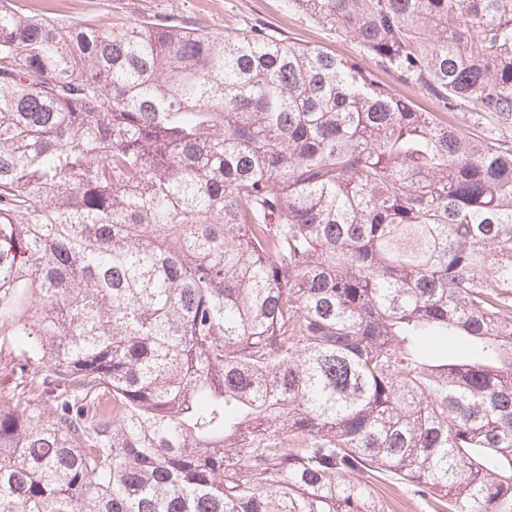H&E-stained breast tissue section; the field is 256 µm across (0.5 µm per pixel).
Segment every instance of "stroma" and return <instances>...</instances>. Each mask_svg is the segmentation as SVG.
Wrapping results in <instances>:
<instances>
[{"instance_id":"1","label":"stroma","mask_w":512,"mask_h":512,"mask_svg":"<svg viewBox=\"0 0 512 512\" xmlns=\"http://www.w3.org/2000/svg\"><path fill=\"white\" fill-rule=\"evenodd\" d=\"M17 3L24 11L46 13L51 20L66 25H104L117 17L138 22L168 15L190 26L225 34L257 20L288 39L317 45L342 57H361L356 40L336 37L307 17L289 12L285 0H53L47 9L35 0Z\"/></svg>"}]
</instances>
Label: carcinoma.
<instances>
[{
	"mask_svg": "<svg viewBox=\"0 0 512 512\" xmlns=\"http://www.w3.org/2000/svg\"><path fill=\"white\" fill-rule=\"evenodd\" d=\"M288 9L0 0V512H512V0ZM16 1L26 12L47 15L66 25H106L111 17L112 22L117 17L139 22L150 16L169 15L179 22L224 35L244 23L259 20L290 40L321 46L342 57L360 54L356 40L338 38L307 17L289 12L285 0H57L42 5L34 4L37 0ZM363 64L372 71L375 78L391 87L394 91L402 94H409L410 96H412L415 103L420 108L428 112L446 111L438 102H434L433 100H431V97L425 92V90L419 88L414 84L406 85L400 83L395 78V76H393L391 73L378 66L375 63V61L372 60L370 57L363 55ZM376 490L391 499L392 512H429L421 501L408 496L388 483L377 485Z\"/></svg>",
	"mask_w": 512,
	"mask_h": 512,
	"instance_id": "obj_1",
	"label": "carcinoma"
}]
</instances>
